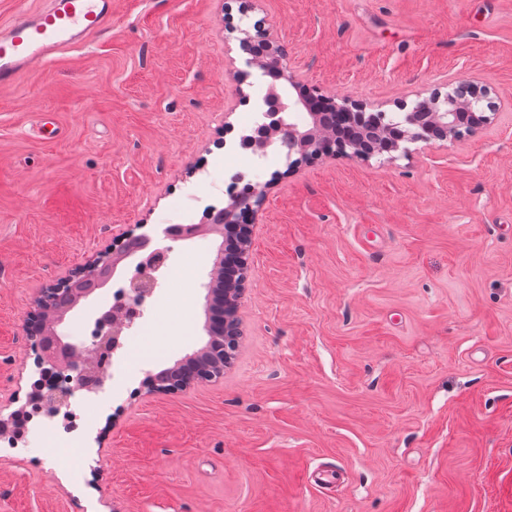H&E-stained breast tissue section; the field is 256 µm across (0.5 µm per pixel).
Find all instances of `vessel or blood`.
<instances>
[{
	"mask_svg": "<svg viewBox=\"0 0 512 512\" xmlns=\"http://www.w3.org/2000/svg\"><path fill=\"white\" fill-rule=\"evenodd\" d=\"M111 26L112 0H45L44 7L1 22L0 88Z\"/></svg>",
	"mask_w": 512,
	"mask_h": 512,
	"instance_id": "1",
	"label": "vessel or blood"
}]
</instances>
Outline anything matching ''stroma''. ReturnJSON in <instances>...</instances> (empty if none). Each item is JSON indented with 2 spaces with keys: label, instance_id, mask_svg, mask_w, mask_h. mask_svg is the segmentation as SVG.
<instances>
[{
  "label": "stroma",
  "instance_id": "stroma-1",
  "mask_svg": "<svg viewBox=\"0 0 512 512\" xmlns=\"http://www.w3.org/2000/svg\"><path fill=\"white\" fill-rule=\"evenodd\" d=\"M257 23L290 95L393 112L469 79L494 113L406 157L248 170L238 347L223 380L152 394L208 340L206 207L267 90L240 45ZM192 193L201 230L85 406L86 457L0 437V512H512V0H113L110 31L0 90V418L31 409L40 289L162 239Z\"/></svg>",
  "mask_w": 512,
  "mask_h": 512
}]
</instances>
